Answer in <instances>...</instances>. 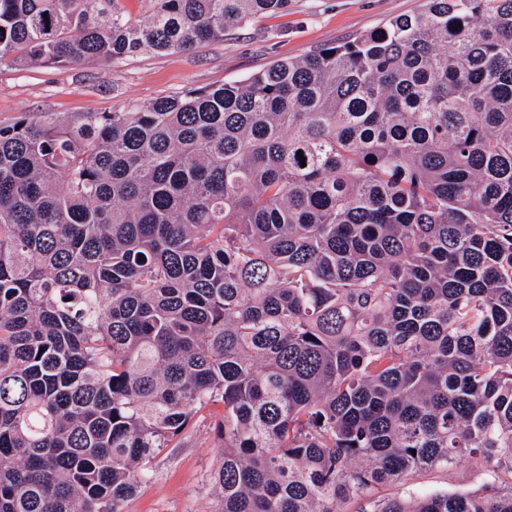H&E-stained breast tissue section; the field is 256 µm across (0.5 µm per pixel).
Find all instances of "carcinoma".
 <instances>
[{"instance_id":"obj_1","label":"carcinoma","mask_w":512,"mask_h":512,"mask_svg":"<svg viewBox=\"0 0 512 512\" xmlns=\"http://www.w3.org/2000/svg\"><path fill=\"white\" fill-rule=\"evenodd\" d=\"M150 2L0 0V64L188 52L289 0ZM217 404V512L465 458L481 488L370 512H512V0L0 122V512H122Z\"/></svg>"}]
</instances>
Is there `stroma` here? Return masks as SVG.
<instances>
[{"label":"stroma","mask_w":512,"mask_h":512,"mask_svg":"<svg viewBox=\"0 0 512 512\" xmlns=\"http://www.w3.org/2000/svg\"><path fill=\"white\" fill-rule=\"evenodd\" d=\"M425 0H291L288 11L265 15L223 39L193 51L143 53L106 67L15 69L0 66V122L51 113L61 119L81 112L122 111L135 103L189 88L217 87L249 77L279 59L300 58L325 44L368 33L390 19L414 14ZM216 416L199 413L177 447L156 459L151 479L123 505V512H216L219 492L211 480L224 450ZM483 482L479 463L437 468L411 483L376 487L367 498L343 503L341 512H369L374 498L404 495L408 487L454 492Z\"/></svg>","instance_id":"obj_1"}]
</instances>
